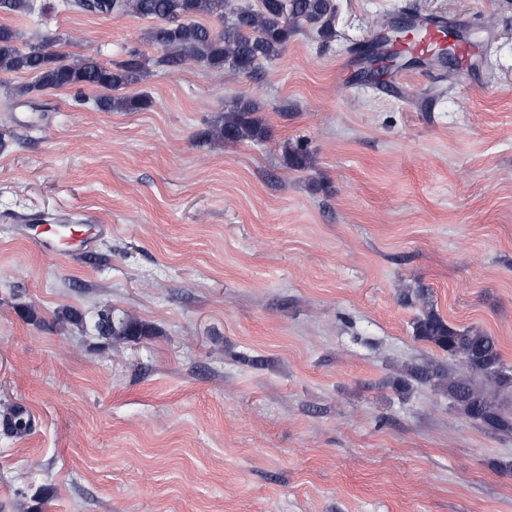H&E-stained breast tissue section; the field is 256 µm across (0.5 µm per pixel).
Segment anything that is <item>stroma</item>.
Masks as SVG:
<instances>
[{
  "instance_id": "1",
  "label": "stroma",
  "mask_w": 512,
  "mask_h": 512,
  "mask_svg": "<svg viewBox=\"0 0 512 512\" xmlns=\"http://www.w3.org/2000/svg\"><path fill=\"white\" fill-rule=\"evenodd\" d=\"M36 3L0 13L21 43L161 54L151 20ZM333 5L255 76L151 67L143 109L0 79V512H512V435L392 385L445 359L418 288L512 364V0ZM408 14L462 24L470 65L368 77ZM240 97L271 139L199 142ZM105 309L147 335L101 338Z\"/></svg>"
}]
</instances>
